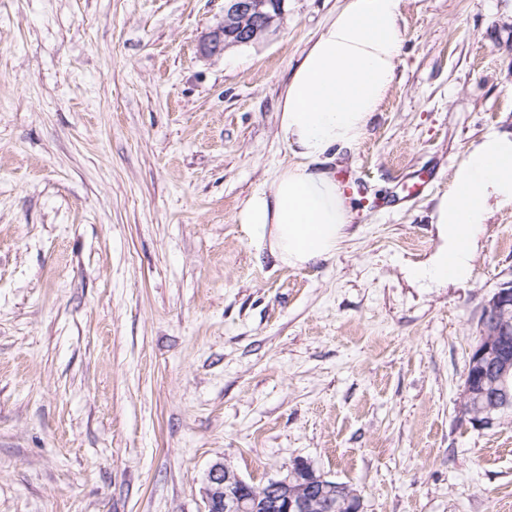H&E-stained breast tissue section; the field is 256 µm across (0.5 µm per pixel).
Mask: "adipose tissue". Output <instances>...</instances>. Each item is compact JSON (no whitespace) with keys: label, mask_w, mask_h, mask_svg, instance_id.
<instances>
[{"label":"adipose tissue","mask_w":512,"mask_h":512,"mask_svg":"<svg viewBox=\"0 0 512 512\" xmlns=\"http://www.w3.org/2000/svg\"><path fill=\"white\" fill-rule=\"evenodd\" d=\"M400 6L401 0H343L277 102V138L294 160L247 200L237 220L282 266L330 259L346 235L351 204L333 163L339 152L362 143L395 83L403 48ZM505 205H512V133H488L468 145L455 166L434 212L442 244L414 276L466 280L489 211Z\"/></svg>","instance_id":"1"}]
</instances>
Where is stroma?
<instances>
[{
	"instance_id": "stroma-1",
	"label": "stroma",
	"mask_w": 512,
	"mask_h": 512,
	"mask_svg": "<svg viewBox=\"0 0 512 512\" xmlns=\"http://www.w3.org/2000/svg\"><path fill=\"white\" fill-rule=\"evenodd\" d=\"M339 5L286 0L209 60L224 0H0V512H205L214 463L296 459L363 512H512V416L455 412L512 207L465 282L409 274L465 148L512 133V0H402L333 258L276 265L236 220L292 160L277 101Z\"/></svg>"
}]
</instances>
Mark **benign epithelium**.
<instances>
[{
  "mask_svg": "<svg viewBox=\"0 0 512 512\" xmlns=\"http://www.w3.org/2000/svg\"><path fill=\"white\" fill-rule=\"evenodd\" d=\"M285 0H224V19L198 44L206 59L232 47L261 40L284 15ZM512 410V280L487 298L472 344L457 405L458 421L475 430L494 426ZM206 512H314L335 507L336 481L304 460L288 465L285 476L260 488L232 467L217 462L205 482Z\"/></svg>",
  "mask_w": 512,
  "mask_h": 512,
  "instance_id": "benign-epithelium-1",
  "label": "benign epithelium"
}]
</instances>
